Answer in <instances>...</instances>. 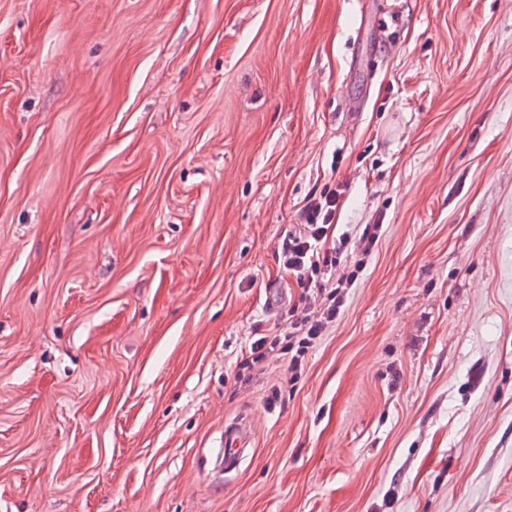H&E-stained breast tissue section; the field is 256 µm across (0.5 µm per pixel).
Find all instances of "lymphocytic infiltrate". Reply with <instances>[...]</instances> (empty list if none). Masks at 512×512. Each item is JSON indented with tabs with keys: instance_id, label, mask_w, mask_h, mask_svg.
<instances>
[{
	"instance_id": "lymphocytic-infiltrate-1",
	"label": "lymphocytic infiltrate",
	"mask_w": 512,
	"mask_h": 512,
	"mask_svg": "<svg viewBox=\"0 0 512 512\" xmlns=\"http://www.w3.org/2000/svg\"><path fill=\"white\" fill-rule=\"evenodd\" d=\"M340 193L332 186L305 199L298 210V222L283 238L278 255L284 269L294 273L303 290L301 306L293 310L283 332L255 339L239 369L250 372L262 366L272 352L287 361L290 379L301 377L307 354L327 328L335 322L345 303V291L357 279L343 254L367 256L378 239L380 225H366L358 239L340 238L337 246L327 247L333 236Z\"/></svg>"
}]
</instances>
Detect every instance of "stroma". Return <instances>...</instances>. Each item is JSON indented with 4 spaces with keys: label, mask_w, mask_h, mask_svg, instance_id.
<instances>
[{
    "label": "stroma",
    "mask_w": 512,
    "mask_h": 512,
    "mask_svg": "<svg viewBox=\"0 0 512 512\" xmlns=\"http://www.w3.org/2000/svg\"><path fill=\"white\" fill-rule=\"evenodd\" d=\"M388 2L0 0V512H512V0ZM332 180L381 235L237 380ZM251 432L243 422H232L224 426V439L219 449L216 461H219L221 476L223 469L229 472L235 469L245 448L250 445Z\"/></svg>",
    "instance_id": "35a3bbf8"
}]
</instances>
